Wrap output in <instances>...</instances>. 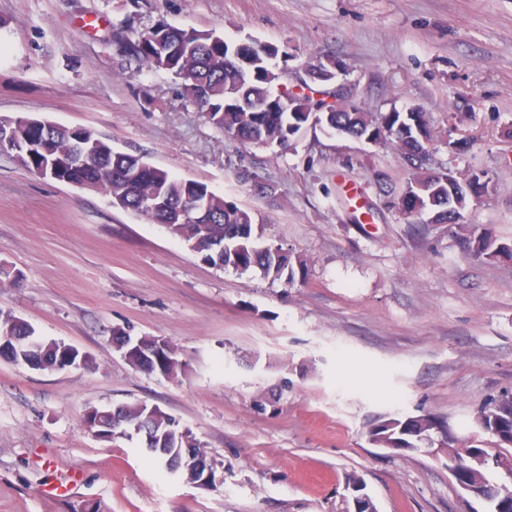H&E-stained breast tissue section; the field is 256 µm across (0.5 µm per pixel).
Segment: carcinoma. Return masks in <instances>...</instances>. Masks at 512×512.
Masks as SVG:
<instances>
[{
	"label": "carcinoma",
	"mask_w": 512,
	"mask_h": 512,
	"mask_svg": "<svg viewBox=\"0 0 512 512\" xmlns=\"http://www.w3.org/2000/svg\"><path fill=\"white\" fill-rule=\"evenodd\" d=\"M115 42L121 44L125 54L141 68L162 70L178 79L182 95L190 103L203 106L207 120L224 136L243 146L259 141L289 140L288 125L280 112H261L265 100L289 98L298 114H314L317 123L338 135L361 138L378 123L388 128L387 138L392 140L409 166V178L401 196L406 198L405 211L419 218L426 211L436 214V221L448 222V185L442 180V171L420 159L428 147L413 133L419 126L428 139H433L431 116L419 107L411 112H388L377 116L361 111L354 104L341 98L330 104L313 85L304 84L293 90L289 87L274 92L279 75L273 71L268 58L258 47L246 60L231 56L233 46L212 33L194 28L165 26L144 33L116 30ZM13 140L11 156L32 172L46 170V175L67 178L79 185L100 191L111 198L124 200L125 210L147 217L164 225L174 238L186 243L194 251L205 254L216 244L224 243V268L241 274L258 273L273 281L290 283L295 279L293 264L277 262L270 249L256 246L264 234V224L256 222L255 213L249 209L229 204L224 197L212 194L206 215L196 221L181 223L166 221V213L154 214L144 208V201L154 195L167 193L171 199L180 200L193 195L198 184L185 183L156 167L140 177L133 178L127 170L131 154L117 151L112 140L101 133L82 128L44 124L24 118L4 120ZM82 136L93 145V154L104 164V172L96 180L87 179L80 168L52 169L50 162L65 160L74 150L76 136ZM468 254L485 259L512 257V244L499 243L486 232L473 233L467 241ZM33 327L21 318L0 312V343L11 345L12 362L21 365L28 361L54 364L66 359L67 353L58 341H40L33 345L29 336ZM120 413L132 424L142 421L143 403L131 402L120 408ZM477 422L481 432L492 438L495 453L512 448V405L488 399L480 410ZM447 427L442 418L426 413L415 421L394 418L374 424L369 433V443L376 448H429L438 437V431ZM180 428L166 420L148 424V432L156 442L147 446L154 461L164 449L175 448L176 433Z\"/></svg>",
	"instance_id": "cac0c4a2"
}]
</instances>
